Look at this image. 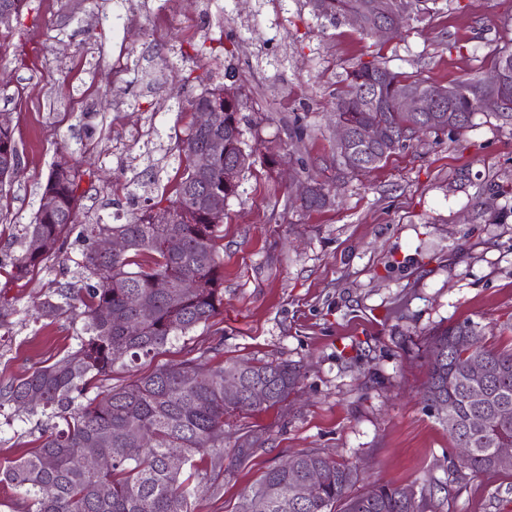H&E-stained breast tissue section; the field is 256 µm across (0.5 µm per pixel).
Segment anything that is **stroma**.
Returning <instances> with one entry per match:
<instances>
[{"mask_svg":"<svg viewBox=\"0 0 512 512\" xmlns=\"http://www.w3.org/2000/svg\"><path fill=\"white\" fill-rule=\"evenodd\" d=\"M31 13L0 41V112L14 116L18 178L0 199V266L22 251V229L57 162L97 169L79 221L122 224L147 201H170L181 173L176 142L191 98L233 79L243 89L245 140L285 139L294 116L312 174L333 183L332 207L306 216L275 172L246 173L224 202L218 241L224 305L109 386L174 364L238 357L297 364L288 401L236 413L227 444L248 430L260 443L220 493L193 512H233L268 467L304 450L356 466L360 490L412 489L425 512H512V472L474 474L436 412L425 408L424 343L469 320L491 347L512 345V127L477 116L472 129L419 136L366 176L338 178L331 112L347 71L379 60L447 85L483 76L494 49L512 46V0H436L380 44L350 23L317 19L306 0H30ZM204 46L185 59L181 45ZM82 242L26 286L0 275L18 310L0 332V386L74 347L81 319L33 323L43 297ZM39 415L0 409V462L34 450Z\"/></svg>","mask_w":512,"mask_h":512,"instance_id":"1","label":"stroma"}]
</instances>
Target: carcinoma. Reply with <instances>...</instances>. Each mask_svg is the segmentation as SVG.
<instances>
[{
	"label": "carcinoma",
	"mask_w": 512,
	"mask_h": 512,
	"mask_svg": "<svg viewBox=\"0 0 512 512\" xmlns=\"http://www.w3.org/2000/svg\"><path fill=\"white\" fill-rule=\"evenodd\" d=\"M377 2L308 0L312 13L331 24L355 11H370ZM346 81L347 89L336 98V122L354 131L381 124L387 140L378 145L354 141L350 162L336 158L343 176L380 168L419 131L461 133L474 126L480 113L512 125V94L489 107V93L480 79L449 84L454 93L452 111L429 112L424 119L400 111L397 99L407 90L425 92L432 86L426 79L403 75L373 60L354 67ZM240 96L241 87L225 84L186 104L175 102L179 109L224 108L216 113L212 129L190 125L179 140V156L189 159L213 137L224 140V153L201 173L185 164L169 205L155 203L124 224L81 225L79 238L86 247L81 258L73 260L72 276L31 306L36 321L76 315L82 318L83 329L76 346L59 360L0 389V408L39 412L47 421L37 448L0 464V484L18 491V499L10 504L12 512H192V500L200 489L219 493V479L233 477L256 452L254 431L249 430L224 456V420L237 412L224 397V376L238 374L247 388L255 384L267 388L266 400L248 408L256 414L286 403L298 385L300 369L286 361L245 364L228 359L206 369L200 357L191 355L119 387L93 392L116 365L133 367L154 357L172 338L207 324L223 306L218 224L209 218V199L218 193L237 194L238 186L225 183L228 168L238 169L242 178L257 164L268 170L277 164V155L269 149H253L245 142ZM5 116L8 122H0V164L19 165L13 116L10 112ZM307 136L304 119L294 117L288 125L291 144ZM332 191L325 182L311 181L301 212L329 207ZM43 193L53 195L56 206L50 212L37 210L33 222L25 225L22 253L7 272L13 282L26 280L67 253L86 190L78 170L64 161L52 167ZM110 233L127 239L124 252L102 254L95 249L96 237ZM161 279L170 287H155ZM184 279L197 281L198 288L189 292L180 288ZM483 339L477 324L468 320L437 328L426 343L427 378L421 398L433 411L440 400L451 401L449 418H441V423L456 447L470 449L460 458L463 467L474 473L512 472V463H498L494 453L496 448L512 447V347H489ZM477 358L486 362L490 376L486 383L490 398L482 407L467 397L478 386L468 375ZM479 414L486 417V428H468L467 423ZM144 433L154 435L146 447L138 443ZM86 448L96 449L111 464L103 469L84 465ZM173 453L182 456L177 468L167 464ZM288 461L295 465L293 470L276 465L264 471L245 491L236 512H420L417 501L407 499L405 488L392 483L365 493L355 491L357 471L317 451L298 452ZM310 470L320 472L321 479L309 498L301 501L291 486ZM47 484L55 487L51 497L42 493Z\"/></svg>",
	"instance_id": "obj_1"
}]
</instances>
